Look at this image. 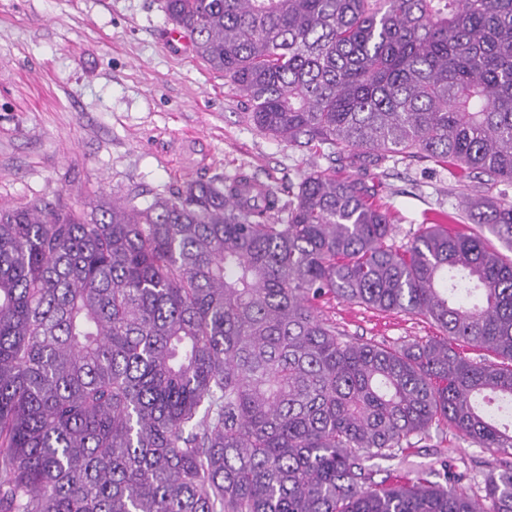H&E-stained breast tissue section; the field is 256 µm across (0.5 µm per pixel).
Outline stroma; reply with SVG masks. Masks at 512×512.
Masks as SVG:
<instances>
[{"label":"stroma","mask_w":512,"mask_h":512,"mask_svg":"<svg viewBox=\"0 0 512 512\" xmlns=\"http://www.w3.org/2000/svg\"><path fill=\"white\" fill-rule=\"evenodd\" d=\"M172 29L157 0H0V204L60 196L79 206L132 190L148 201L193 180L243 171L278 185L327 168L376 190L397 218L395 244L411 241L423 214L458 215L459 181L432 162L397 156L357 168L258 131L240 96ZM321 311L363 341L437 333L339 298ZM408 461L392 478L441 462L469 471L478 497L495 464L452 434L440 446L419 443Z\"/></svg>","instance_id":"35a3bbf8"}]
</instances>
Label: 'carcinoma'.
<instances>
[{"mask_svg": "<svg viewBox=\"0 0 512 512\" xmlns=\"http://www.w3.org/2000/svg\"><path fill=\"white\" fill-rule=\"evenodd\" d=\"M159 2L285 145L512 186V0ZM252 180L0 205V512H512L508 464L476 501L373 463L433 429L512 456V201L397 246L355 179ZM331 296L440 336L351 339Z\"/></svg>", "mask_w": 512, "mask_h": 512, "instance_id": "obj_1", "label": "carcinoma"}]
</instances>
